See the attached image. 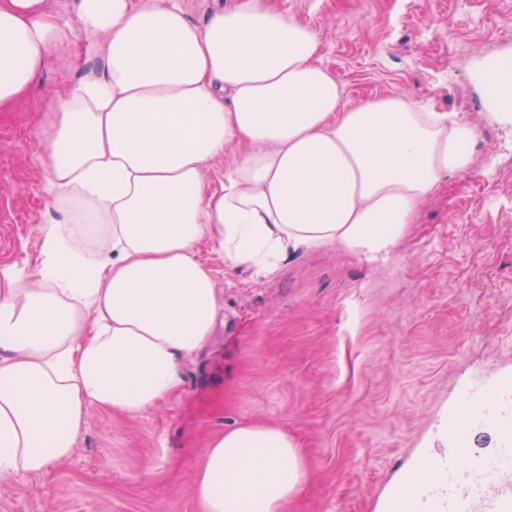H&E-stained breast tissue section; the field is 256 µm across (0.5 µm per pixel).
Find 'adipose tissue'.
I'll list each match as a JSON object with an SVG mask.
<instances>
[{"instance_id":"ef3b65f1","label":"adipose tissue","mask_w":512,"mask_h":512,"mask_svg":"<svg viewBox=\"0 0 512 512\" xmlns=\"http://www.w3.org/2000/svg\"><path fill=\"white\" fill-rule=\"evenodd\" d=\"M90 68L44 103L45 190L63 220L39 229L34 274L0 268V478L66 461L96 407L135 415L175 396L183 362L217 326L214 273L268 275L291 253L336 245L387 258L420 205L464 171L474 127L403 95L346 106L313 61L311 26L235 0L193 23L181 0H78ZM48 0H0V107L40 94L73 45ZM246 152L217 188L203 169ZM471 469L422 457L385 512H447ZM307 479L296 439L249 423L210 439L193 475L203 512H286ZM243 151L244 148L239 146L237 143L229 144L224 149L223 157L210 161L205 165L204 175L212 188L218 187V181L224 171V168L239 158Z\"/></svg>"}]
</instances>
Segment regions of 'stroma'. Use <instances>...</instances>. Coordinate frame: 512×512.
Listing matches in <instances>:
<instances>
[{
	"mask_svg": "<svg viewBox=\"0 0 512 512\" xmlns=\"http://www.w3.org/2000/svg\"><path fill=\"white\" fill-rule=\"evenodd\" d=\"M269 2L312 25L346 105L403 94L473 126L472 167L442 182L385 262L327 246L263 276L199 244L224 308L179 394L135 416L90 409L65 463L0 479V512H201L190 476L208 440L250 422L300 443L308 479L288 512H381L423 453L456 462L442 420L512 378V123L438 42L447 5ZM76 53L54 52L42 95L82 78ZM52 121L34 100L0 111V266L26 276L39 226L59 217L35 154Z\"/></svg>",
	"mask_w": 512,
	"mask_h": 512,
	"instance_id": "stroma-1",
	"label": "stroma"
}]
</instances>
